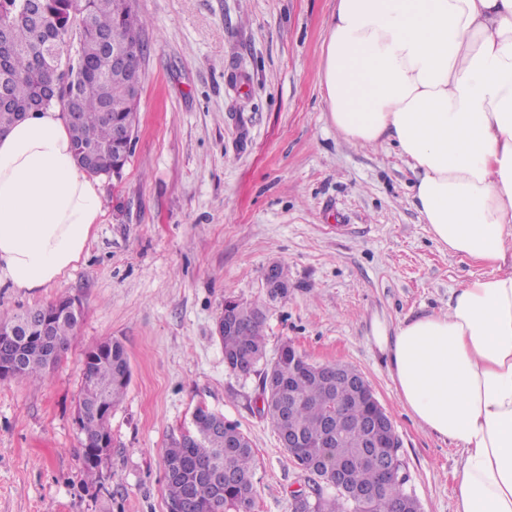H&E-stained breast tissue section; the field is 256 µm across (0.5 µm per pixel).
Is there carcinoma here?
Segmentation results:
<instances>
[{
    "mask_svg": "<svg viewBox=\"0 0 512 512\" xmlns=\"http://www.w3.org/2000/svg\"><path fill=\"white\" fill-rule=\"evenodd\" d=\"M28 0H0V26L7 31V46L0 50V79L8 83L11 104H0V130L19 119V109L39 96L43 87L58 85V98L70 102L79 112L80 120L69 125L74 158L96 145L100 152L88 173L110 176L116 168L125 166L129 154L120 146H112L115 124L134 126L140 91L112 77L108 61L101 56V37L110 35L129 61L143 57L146 46L140 39L142 19L136 14L132 0H39L41 27L26 16ZM76 44L75 56L69 59V71L59 72L42 56L44 46L52 43L64 48ZM224 310L235 316L239 326L221 331L224 358L238 353L252 356L250 372L263 380L269 374L280 377V387L263 392L262 413L274 428H279L281 407L288 406V428L300 432L306 441L304 448H289L287 452L297 465L310 464L319 468L321 482L314 495L299 506L296 512H357L353 501L334 488L336 469L352 463L353 480L361 487L379 486L381 490L372 501V512H395L405 500L409 508L418 507L408 497L405 483L396 476L381 481L374 464L364 456L363 435L352 430L343 448H320L318 440L328 425L344 427L346 423L361 422L367 412V398L349 380L360 373L353 367L334 363L325 368L342 375L341 381L331 384L322 370L313 366L303 377L288 376L290 344L280 347L282 354L273 361L262 363L265 340L262 335L263 311L255 304L229 300ZM78 321L57 318L52 326V348L43 351L34 342L20 347L22 367L12 375L17 380H40L67 353ZM264 368H259V365ZM83 389L79 401L91 412L81 421L79 458L84 472L93 477L99 473L102 458L85 456V448H95L101 439L112 440L109 419L112 408L121 400L131 380L128 352L118 340L112 341V351L103 355L84 356L82 365ZM104 406L101 413L94 408ZM213 420L205 415L193 426V439L175 438L164 450L165 467L183 463L190 467L180 478L167 480L164 493L167 506L176 504L184 487L191 489L197 512H250L255 495V453L249 438L235 425L224 433L212 432Z\"/></svg>",
    "mask_w": 512,
    "mask_h": 512,
    "instance_id": "cac0c4a2",
    "label": "carcinoma"
}]
</instances>
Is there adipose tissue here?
Wrapping results in <instances>:
<instances>
[{
	"label": "adipose tissue",
	"instance_id": "adipose-tissue-1",
	"mask_svg": "<svg viewBox=\"0 0 512 512\" xmlns=\"http://www.w3.org/2000/svg\"><path fill=\"white\" fill-rule=\"evenodd\" d=\"M319 80L337 133L393 145L433 240L485 269L374 339L404 406L462 453L457 512H512V0H336ZM101 212L59 104L0 134V286L60 283Z\"/></svg>",
	"mask_w": 512,
	"mask_h": 512
}]
</instances>
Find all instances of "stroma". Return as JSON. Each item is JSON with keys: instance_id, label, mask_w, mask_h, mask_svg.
Segmentation results:
<instances>
[{"instance_id": "obj_1", "label": "stroma", "mask_w": 512, "mask_h": 512, "mask_svg": "<svg viewBox=\"0 0 512 512\" xmlns=\"http://www.w3.org/2000/svg\"><path fill=\"white\" fill-rule=\"evenodd\" d=\"M148 46L133 152L100 177L102 214L59 284L0 287V319L60 295L82 301L70 348L43 381H0V512H167L163 450L203 404L256 457L253 512H292L305 473L256 410L257 375L224 363L229 299L265 315L267 358L292 343L356 368L389 415L422 512H456L461 453L402 405L373 340L381 322L448 308L479 267L442 250L390 145L332 124L318 69L336 0H135ZM288 273L271 296L264 272ZM120 340L132 378L96 479L77 456L86 351Z\"/></svg>"}]
</instances>
